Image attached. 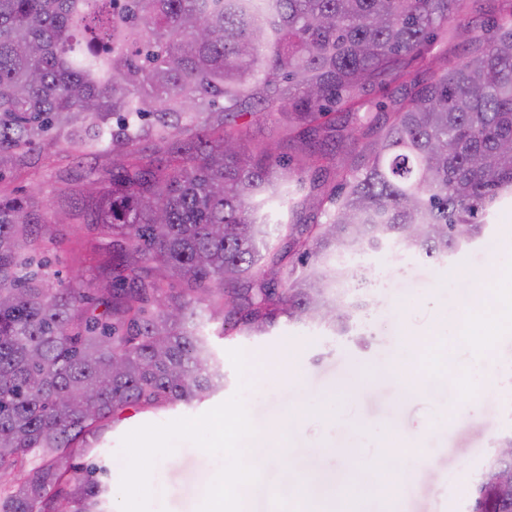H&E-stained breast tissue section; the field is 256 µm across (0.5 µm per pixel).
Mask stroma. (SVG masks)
Masks as SVG:
<instances>
[{"label": "stroma", "mask_w": 512, "mask_h": 512, "mask_svg": "<svg viewBox=\"0 0 512 512\" xmlns=\"http://www.w3.org/2000/svg\"><path fill=\"white\" fill-rule=\"evenodd\" d=\"M31 152L5 181L10 193L41 184L53 201L78 196L90 170L117 168L120 155L91 154L71 145L66 133ZM47 257L62 277L81 270L112 276V256L100 250L96 225L77 209L56 226ZM512 203L503 202L485 242L436 262L397 246L360 254L353 262L369 287L357 290L363 304L348 333L280 321L260 336H224L218 320L202 332L224 364V387L204 401L155 412L125 409L104 434L101 457L120 480L123 436L145 424L196 417L242 393L260 433L278 446L282 461L263 467L256 500L279 499L275 512H315L305 488L339 484L345 512H466L472 482L498 441L512 434V322L500 320V289L488 288L480 307L466 303L472 277L489 265L512 274ZM454 322L472 346L454 337L429 335L433 319ZM421 344L406 349L402 338ZM263 356L260 369L238 375L228 352ZM412 362L426 393L401 389L391 371ZM397 449L398 480L374 468L376 457ZM225 459L189 442L157 461L151 477V512H198Z\"/></svg>", "instance_id": "stroma-1"}]
</instances>
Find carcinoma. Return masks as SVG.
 <instances>
[{
    "label": "carcinoma",
    "mask_w": 512,
    "mask_h": 512,
    "mask_svg": "<svg viewBox=\"0 0 512 512\" xmlns=\"http://www.w3.org/2000/svg\"><path fill=\"white\" fill-rule=\"evenodd\" d=\"M483 9L459 63L411 77L451 20ZM216 108L215 124L183 123ZM262 110L315 167L292 207L309 224L264 212L288 159L243 136ZM54 129L123 156L80 193L121 286L61 278L44 256L52 219L0 193V512H105L108 469L79 475L73 457L98 453L129 407L224 387L198 304L217 303L225 333L285 317L343 334L361 305L338 289L369 280L330 258L394 243L441 261L482 239L512 200V0H0V181ZM169 137L164 158L137 148ZM501 470L512 457L495 451L467 512H512V489L487 486Z\"/></svg>",
    "instance_id": "obj_1"
}]
</instances>
